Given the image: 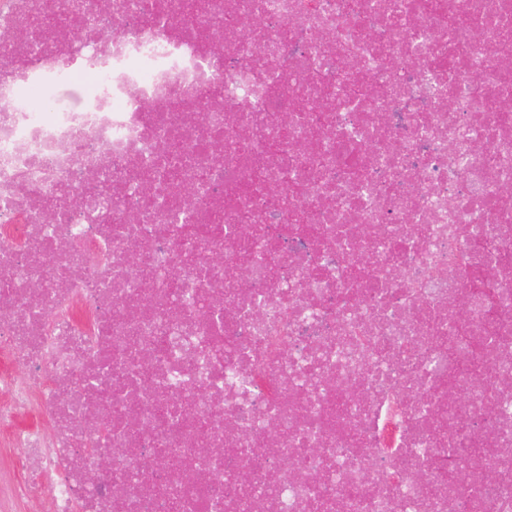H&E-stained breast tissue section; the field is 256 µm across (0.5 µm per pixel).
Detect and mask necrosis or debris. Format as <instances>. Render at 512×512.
<instances>
[{
    "label": "necrosis or debris",
    "mask_w": 512,
    "mask_h": 512,
    "mask_svg": "<svg viewBox=\"0 0 512 512\" xmlns=\"http://www.w3.org/2000/svg\"><path fill=\"white\" fill-rule=\"evenodd\" d=\"M0 359V512H512V0H0Z\"/></svg>",
    "instance_id": "4bbe7bcc"
}]
</instances>
